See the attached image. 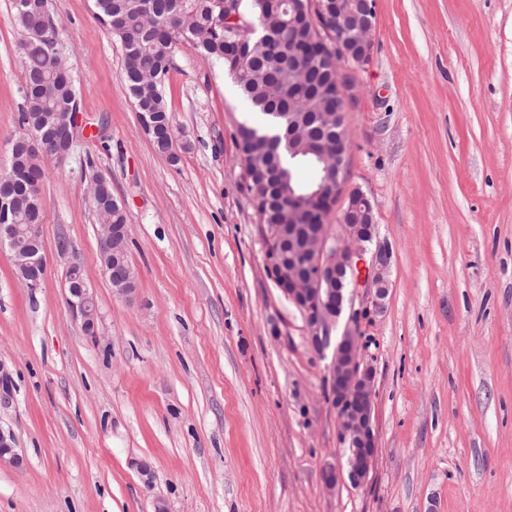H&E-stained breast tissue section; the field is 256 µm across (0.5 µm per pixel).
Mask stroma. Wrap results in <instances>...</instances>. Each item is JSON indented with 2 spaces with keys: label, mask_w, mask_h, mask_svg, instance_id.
I'll use <instances>...</instances> for the list:
<instances>
[{
  "label": "stroma",
  "mask_w": 512,
  "mask_h": 512,
  "mask_svg": "<svg viewBox=\"0 0 512 512\" xmlns=\"http://www.w3.org/2000/svg\"><path fill=\"white\" fill-rule=\"evenodd\" d=\"M49 9L84 133L65 162L42 161L41 287L0 253V427L25 459L0 465V512H153L157 496L169 512H512V0H375L343 184L369 198L392 251L385 308L358 324L378 454L367 487L331 491L333 348L313 345L267 259L237 148L255 113L180 43L164 85L177 159L157 155L93 0ZM23 38L0 0V169ZM95 174L126 210L128 296L101 267ZM74 259L93 336L66 304Z\"/></svg>",
  "instance_id": "35a3bbf8"
}]
</instances>
